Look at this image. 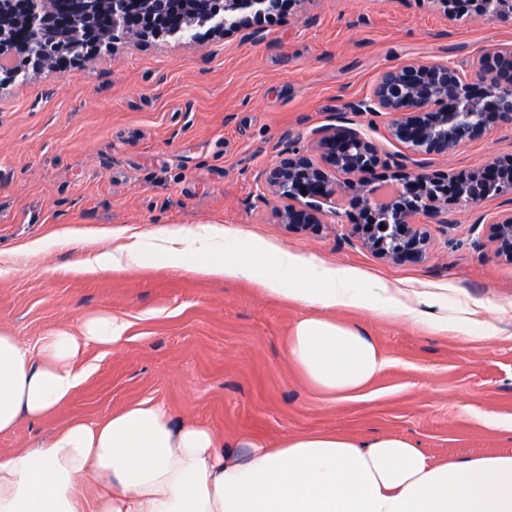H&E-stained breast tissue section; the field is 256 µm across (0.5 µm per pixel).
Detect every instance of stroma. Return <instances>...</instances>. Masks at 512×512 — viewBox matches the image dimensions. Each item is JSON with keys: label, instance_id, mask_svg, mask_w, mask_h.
Here are the masks:
<instances>
[{"label": "stroma", "instance_id": "1", "mask_svg": "<svg viewBox=\"0 0 512 512\" xmlns=\"http://www.w3.org/2000/svg\"><path fill=\"white\" fill-rule=\"evenodd\" d=\"M489 50L512 52V18L446 15L438 0H297L265 26L263 41L198 28L115 43L63 70H32L0 86V330L37 348L45 334L78 331L93 312L125 318L124 341L87 354L95 369L69 403L0 435V456L46 440L70 421L101 422L149 399L173 422L194 420L219 438L270 443L313 431L413 440L434 462L512 453V264L476 250L479 216L511 208L490 195L448 204L420 264L392 263L349 233L358 209L320 201L329 228L285 230L283 200L258 178L313 130L346 120L398 161L406 146L389 117L357 112L380 75L409 62L472 72ZM512 157V125L423 156L427 170L479 171ZM75 240H58L62 229ZM261 240L380 280L408 305L435 295L469 311L466 336L405 315L337 309L364 328L387 360L364 397L318 393L290 362L288 336L307 307L249 280L198 277L169 261L76 276L88 250L200 229ZM42 239L44 253L26 256ZM492 323L497 335L478 331Z\"/></svg>", "mask_w": 512, "mask_h": 512}]
</instances>
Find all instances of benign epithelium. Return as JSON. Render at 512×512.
I'll use <instances>...</instances> for the list:
<instances>
[{
  "instance_id": "1",
  "label": "benign epithelium",
  "mask_w": 512,
  "mask_h": 512,
  "mask_svg": "<svg viewBox=\"0 0 512 512\" xmlns=\"http://www.w3.org/2000/svg\"><path fill=\"white\" fill-rule=\"evenodd\" d=\"M449 13L475 11L489 14L485 0H444ZM177 0H0V47L10 45L26 54L29 61L42 63L37 54L42 44L60 48L80 41L85 50L145 36L143 22L170 14ZM284 0H240L238 8L254 9V17L241 18L217 27L226 34L245 32L255 42L264 40L262 19L283 10ZM485 62L470 74L436 62H416L385 71L369 101L356 111L384 112L391 117V137L409 147L413 154L447 156L461 144L481 139L500 125L512 124V79L497 76ZM388 161L372 139L359 129L329 125L313 131L308 150H292L265 167L259 178L274 195L288 204L280 213L288 229L320 230L326 227L313 199L336 195V175L349 176L351 204L367 222L359 224L361 242L381 257L395 263L424 261L434 246L431 225L415 222L428 214L437 224H446L448 199L476 204L487 185L512 192V160L493 161L480 174L430 173L422 164L404 156L395 163V176L406 190L400 200L379 211L374 207L361 175ZM487 229L476 242L498 258L512 263V209L487 220Z\"/></svg>"
}]
</instances>
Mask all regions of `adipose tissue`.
<instances>
[{"label":"adipose tissue","instance_id":"1","mask_svg":"<svg viewBox=\"0 0 512 512\" xmlns=\"http://www.w3.org/2000/svg\"><path fill=\"white\" fill-rule=\"evenodd\" d=\"M153 259L187 262L203 278H245L311 307L292 328L288 357L332 399L361 396L386 360L364 329L328 310L374 302L440 330H470L466 313L448 317L433 298L409 307L351 269L207 232L91 251L73 272L136 269ZM128 328L123 318L94 314L79 332L47 333L34 352L0 331V435L66 405L93 369L86 353L120 342ZM0 512H512V454L434 463L405 437L333 432L273 446L250 435L222 444L206 425L173 424L147 399L101 422L71 421L46 444L0 457Z\"/></svg>","mask_w":512,"mask_h":512}]
</instances>
